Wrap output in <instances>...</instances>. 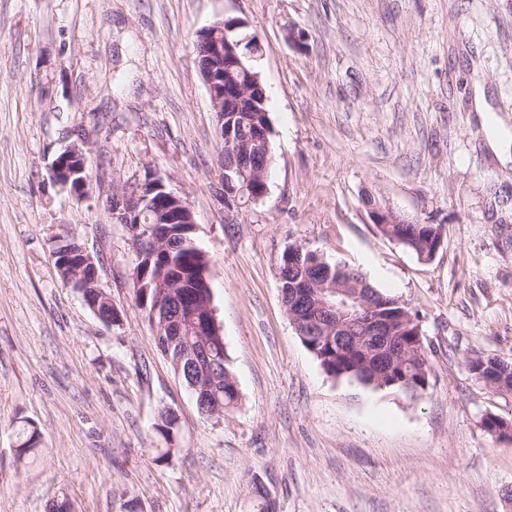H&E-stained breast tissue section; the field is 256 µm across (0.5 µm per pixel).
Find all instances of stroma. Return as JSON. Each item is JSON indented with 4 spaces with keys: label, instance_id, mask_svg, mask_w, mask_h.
<instances>
[{
    "label": "stroma",
    "instance_id": "1",
    "mask_svg": "<svg viewBox=\"0 0 512 512\" xmlns=\"http://www.w3.org/2000/svg\"><path fill=\"white\" fill-rule=\"evenodd\" d=\"M240 17L260 42L268 194L224 221L196 31ZM487 113L475 112V86ZM79 142L93 191L49 180ZM162 175L187 199L240 401L206 418L134 298L113 189ZM444 227L425 260L363 204ZM100 260L120 322L54 265ZM361 270L416 313L431 383L412 397L328 376L281 298L283 252ZM512 358V0H0V512H512V394L473 355ZM174 410L172 438L155 425ZM38 451L17 460L18 429ZM172 448L169 458L161 451ZM78 246L79 244L76 242L66 241L65 244L57 248L59 249L58 253L60 254L56 259L59 276L65 285L75 289L81 295L85 305L96 315L97 318L105 323L116 325V323L120 321L118 311L112 304H108L107 301L104 300L108 299V301H111V298L102 287L101 277L98 272L99 270L96 268L94 256L83 247L81 250L85 264L91 263L93 265L95 275L93 270H88L89 266H86L83 270L84 276L81 275L76 282H72L70 274L74 272L69 264L74 259H77L78 256L75 255L72 259L68 258L67 255L74 254L75 251H77ZM93 275V284L104 299L101 298L95 288L89 286Z\"/></svg>",
    "mask_w": 512,
    "mask_h": 512
}]
</instances>
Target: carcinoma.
Here are the masks:
<instances>
[{
  "label": "carcinoma",
  "mask_w": 512,
  "mask_h": 512,
  "mask_svg": "<svg viewBox=\"0 0 512 512\" xmlns=\"http://www.w3.org/2000/svg\"><path fill=\"white\" fill-rule=\"evenodd\" d=\"M224 44V22L217 19L208 27V33L197 31L192 45L198 59L200 73L215 71L219 79L217 89L224 87V60L220 59L216 46ZM269 117L262 112H230L224 125H232L246 131L258 126L265 127ZM161 227L166 231L163 244L156 246L151 242V227ZM379 233L413 251L420 258H432L433 246L442 236L439 224H379ZM136 253L142 256L139 265L148 269L145 279L134 283V294L138 306L143 310L145 319L154 332V340L162 354H170L172 368H180L179 379L186 386L190 385L195 374L188 371L187 363L176 361V352H167L165 339L167 330L161 326L160 317L153 316L157 303H162L169 314L177 317L183 325L186 342H196L197 336L189 319L193 313L198 318L206 315L205 304L211 302L208 285L209 259L204 252L190 243L191 237L184 224H164L162 216L156 212L149 213V223L142 224L137 234L131 236ZM78 243L67 241L59 247L56 259L62 282L75 289L85 305L108 324L119 322L116 308L107 303L98 292L89 286L94 272L83 270V276L72 281L73 273L68 255L77 251ZM280 283L282 300L286 311H294L306 316L312 307V301L294 296L293 288L312 285L313 295L320 294L322 288H343L351 293L370 300L378 306L389 304V311L396 313L392 322V336L388 346L380 349L372 346V351L394 364L393 375H383L374 365L366 361L363 355L353 351L352 347L336 349V336L328 328L316 323L301 324L306 333L302 343L319 360L324 371L336 379H353L375 389H391L417 396L428 390L431 379V363L425 345L419 342L415 331L419 326L416 314L399 299L386 295L375 289L365 275L346 264H331L314 252L301 250L296 253L292 245L285 249L280 265ZM215 356L219 360V372L215 381L192 392L194 400H203L197 408L207 416H222L236 408L240 397L239 390L228 363L221 335L209 337ZM469 372L475 379L484 383H501L504 392L512 390V359L485 358L475 355L467 360ZM177 423L176 413L165 410L159 415L156 430L165 438H170ZM39 434L34 427L26 429V435L16 448L17 458L22 460L38 445Z\"/></svg>",
  "instance_id": "obj_1"
}]
</instances>
